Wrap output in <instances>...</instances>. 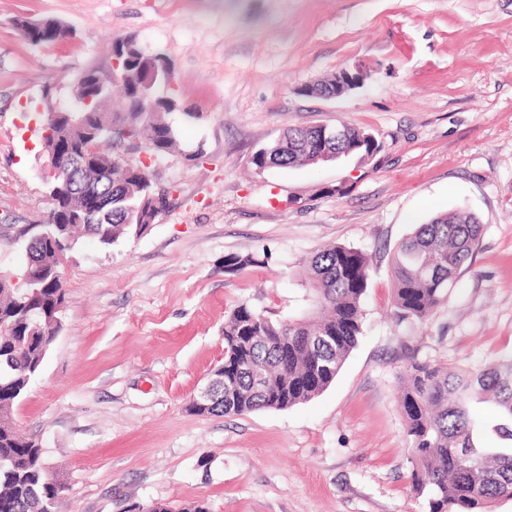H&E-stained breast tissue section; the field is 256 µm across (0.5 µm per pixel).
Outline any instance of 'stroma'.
Returning a JSON list of instances; mask_svg holds the SVG:
<instances>
[{
  "label": "stroma",
  "mask_w": 512,
  "mask_h": 512,
  "mask_svg": "<svg viewBox=\"0 0 512 512\" xmlns=\"http://www.w3.org/2000/svg\"><path fill=\"white\" fill-rule=\"evenodd\" d=\"M19 18L72 34L35 46ZM117 37L173 67L177 146L151 167L173 200L141 235L85 237L61 261V326L12 408L67 485L60 512H429L408 480L401 372L512 358V0H0V224L46 219L44 115L84 72L111 79ZM344 68L360 88L301 93ZM341 124L378 152L251 163L287 127ZM454 210L483 226L470 265L433 315L396 321L395 248ZM327 245L371 258L363 331L331 385L283 410L192 412L225 315L304 312L305 262ZM263 252L225 274V255Z\"/></svg>",
  "instance_id": "obj_1"
}]
</instances>
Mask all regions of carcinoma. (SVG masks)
Returning a JSON list of instances; mask_svg holds the SVG:
<instances>
[{
    "label": "carcinoma",
    "instance_id": "obj_1",
    "mask_svg": "<svg viewBox=\"0 0 512 512\" xmlns=\"http://www.w3.org/2000/svg\"><path fill=\"white\" fill-rule=\"evenodd\" d=\"M112 45L133 59L129 80L121 82L128 101L135 100L143 80L171 90L173 73L164 69L163 54L147 52L131 39L118 38ZM175 110L174 104L164 105L146 116L132 104L128 112L112 113V119L160 157L175 144L165 120ZM91 121L83 112L57 116L50 109L44 126L69 135ZM360 136L350 130L338 143L323 128L290 127L260 147L251 163L260 172L316 165L324 152H366ZM100 157L112 160V222L67 228L34 224L13 238L0 235L1 246H19L26 255L20 274L0 270V512H55L66 491L62 480L49 475L40 444L20 436L10 414L40 372L66 302L62 282L45 272L60 266L55 255L64 251L57 241L60 230L111 245L149 226V214L141 208L142 176L117 152ZM481 233L475 216L451 212L417 225L403 238L391 262L397 320L426 318L448 298ZM264 264L259 255L227 254L224 273ZM307 265L310 311L274 320L242 303L225 318L224 363L233 386L208 413L286 409L312 400L335 379L361 335L370 258L334 245L314 253ZM399 398L411 442L410 484L428 499L430 512H488L491 502L512 499V359L475 369L413 363L400 375Z\"/></svg>",
    "mask_w": 512,
    "mask_h": 512
}]
</instances>
